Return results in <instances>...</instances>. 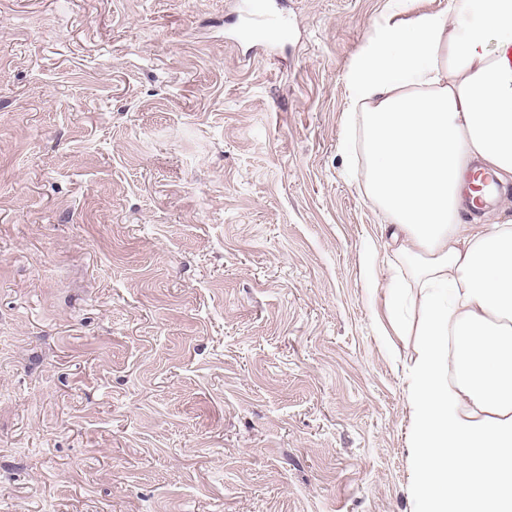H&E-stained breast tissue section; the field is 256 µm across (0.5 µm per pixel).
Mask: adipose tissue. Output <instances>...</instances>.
Returning a JSON list of instances; mask_svg holds the SVG:
<instances>
[{"label": "adipose tissue", "mask_w": 512, "mask_h": 512, "mask_svg": "<svg viewBox=\"0 0 512 512\" xmlns=\"http://www.w3.org/2000/svg\"><path fill=\"white\" fill-rule=\"evenodd\" d=\"M345 82L365 192L415 286L418 512H512V217L460 221L470 172L512 180V0L384 22Z\"/></svg>", "instance_id": "adipose-tissue-1"}]
</instances>
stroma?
Wrapping results in <instances>:
<instances>
[{
	"label": "stroma",
	"mask_w": 512,
	"mask_h": 512,
	"mask_svg": "<svg viewBox=\"0 0 512 512\" xmlns=\"http://www.w3.org/2000/svg\"><path fill=\"white\" fill-rule=\"evenodd\" d=\"M235 2L0 0V512H416L344 75L448 0Z\"/></svg>",
	"instance_id": "obj_1"
}]
</instances>
